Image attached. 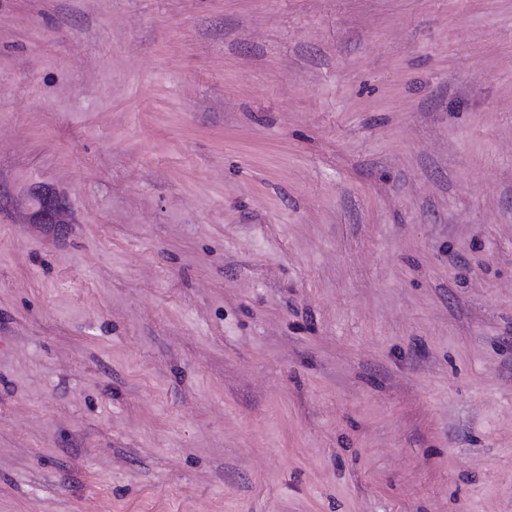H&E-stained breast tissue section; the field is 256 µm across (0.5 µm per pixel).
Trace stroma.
I'll return each mask as SVG.
<instances>
[{"mask_svg":"<svg viewBox=\"0 0 512 512\" xmlns=\"http://www.w3.org/2000/svg\"><path fill=\"white\" fill-rule=\"evenodd\" d=\"M0 512H512V0H0ZM33 224H64L68 212L66 198L49 190H38L33 193L31 207Z\"/></svg>","mask_w":512,"mask_h":512,"instance_id":"1","label":"stroma"}]
</instances>
